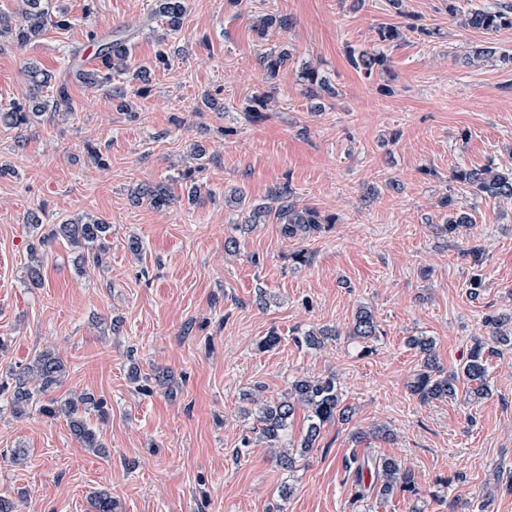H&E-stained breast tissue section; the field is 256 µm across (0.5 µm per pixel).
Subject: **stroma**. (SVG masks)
<instances>
[{
	"mask_svg": "<svg viewBox=\"0 0 512 512\" xmlns=\"http://www.w3.org/2000/svg\"><path fill=\"white\" fill-rule=\"evenodd\" d=\"M498 3L404 0L397 11L388 0H188L171 65L155 71L135 118L115 110L109 91L72 83L71 65L92 32L132 35V63L151 59L157 45L142 27L151 0H59L71 27L24 47L0 43V105L28 94L32 60L52 76L46 95L67 87L72 104L20 132L0 128V380L54 351L68 375L53 398L103 400L87 418L107 447L85 450L61 417H15L0 395V496L17 512H88L102 489L118 512H512V350L488 359L489 398L423 403L409 389L421 359L407 344L432 338L450 371L474 337L490 338L487 316L512 313V200L471 195L452 179L459 168L512 166V69L498 59L512 53V28L461 24ZM264 11L288 16L295 54L271 81L251 30ZM389 25L405 28L400 43L379 41ZM489 44L497 56L470 64ZM350 46L384 52L387 74L353 70ZM307 61L338 91L320 112L309 111L297 77ZM263 93L277 110L249 121L239 105ZM206 94L223 111H197ZM195 142L207 155L191 206L176 167ZM158 181L177 202L132 204L133 187ZM284 182L332 224L291 241L272 220L245 228L224 205L230 189L259 200ZM448 195L474 219L453 237L438 230ZM31 212L47 224L86 214L111 224L100 266L79 273L60 245L43 286L31 287ZM229 239L237 255L225 253ZM261 290L268 305L256 300ZM362 306L380 331L367 344L347 334ZM326 327L335 335L320 347L294 341ZM272 331L278 346L259 350ZM331 374L350 419L326 424L285 471L258 439L249 396L274 400L297 377ZM377 426L389 437H373ZM17 448L24 464L11 461ZM372 457L409 468L414 492L356 497L345 463Z\"/></svg>",
	"mask_w": 512,
	"mask_h": 512,
	"instance_id": "stroma-1",
	"label": "stroma"
}]
</instances>
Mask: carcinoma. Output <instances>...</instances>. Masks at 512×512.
I'll use <instances>...</instances> for the list:
<instances>
[{
    "mask_svg": "<svg viewBox=\"0 0 512 512\" xmlns=\"http://www.w3.org/2000/svg\"><path fill=\"white\" fill-rule=\"evenodd\" d=\"M187 12L186 0H152L150 19L162 24V32L154 35L157 50L148 65L130 66L132 57L131 35L116 36L98 46L97 61L91 66L75 65L72 69L74 82L89 89L110 87L112 100L119 112H132L134 105L131 96L146 97L151 81V71L170 65L172 51L168 36L181 31ZM463 24L471 29L494 33L501 29L512 28V3L509 0L498 4L494 10L475 9L465 16ZM71 25L67 11L61 7L51 9L49 0H16V8L10 13L0 15V39L8 37L19 46L28 45L42 37L51 26L66 28ZM252 30L259 40L266 42L288 30V20L273 12H260L252 21ZM293 49L288 42L281 41L268 48L261 56L262 66L268 79L277 77L280 70L293 61ZM348 63L357 72L367 78L382 74L388 70L387 58L377 52L347 49ZM123 75L128 86H112V76ZM299 79L305 86L310 108L319 111L323 107L324 96H336V90L319 73V67L305 62L298 71ZM273 96L262 94L249 100L243 107L253 120L266 118L271 110ZM53 110L69 112L68 90L62 86L57 90L56 98L47 99L37 93L26 100L13 102L0 107V126L6 129L23 130L28 128L34 118L41 113ZM452 179L465 186L472 193L490 199L512 198V168L499 169L491 164L457 169ZM134 202L146 203L162 209L172 204L174 196L168 186L158 182L141 184L131 191ZM271 203L263 201L246 202L241 192H234L224 198V205L243 208L247 212L246 224H259L272 217L281 225V232L289 240L308 239L321 232L322 225L333 223V218L321 215L312 207H301L294 199L289 185L275 186L269 191ZM442 205L449 208V216L440 231L453 235L466 225L473 223L471 215L465 211H454L452 198L446 197ZM111 225L99 218L77 217L62 224H53L42 233L37 245L32 247L31 255L37 256L36 264L29 268L30 281L40 285L41 269L44 257L58 244H65L75 250V263L78 270L85 266L97 265L109 248L108 236ZM494 326L493 344L482 340L474 342L465 362L456 372L444 374L437 365L434 341L427 336H412L408 345L415 349L422 359V369L412 381L410 388L420 401L454 400L465 394L469 400L477 402L490 394L487 382L488 357L498 352V347L512 348V327L504 329L506 316L489 318ZM348 335L362 340L377 336V324L372 312L359 308L353 318ZM328 331L309 330L295 342L308 348L321 345ZM67 373L64 361L56 354L45 351L26 364L15 374L14 382L0 384V395L9 394L14 414L21 418L35 412L46 417L64 416L67 426L82 447L97 454L105 453L104 445L85 418L88 407L103 411L102 402L91 395L64 400L49 397L58 387ZM257 422L260 424V437L265 440L270 455L285 470L295 466L297 457L305 456L312 448L327 423L342 418L346 409L341 407V398L332 377H297L288 385L284 396L274 401L254 400ZM305 412L307 426L299 444H284L283 439L288 426L298 411ZM370 473L373 481L370 488L376 496L387 499L398 491H412L415 488L414 474L403 468L396 460L381 458L362 461L355 471V482L362 485L364 473ZM117 503L112 495L100 491L90 497L89 512H116Z\"/></svg>",
    "mask_w": 512,
    "mask_h": 512,
    "instance_id": "obj_1",
    "label": "carcinoma"
}]
</instances>
